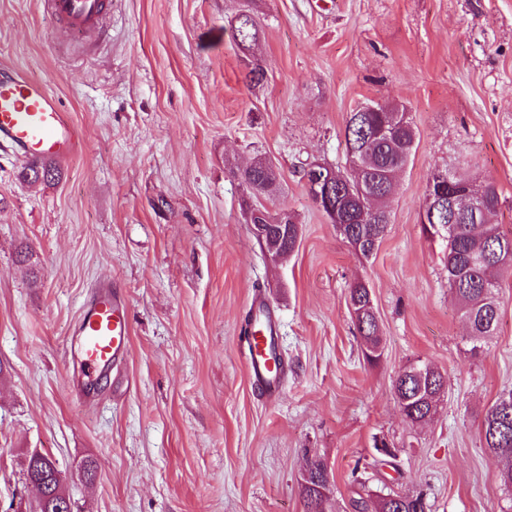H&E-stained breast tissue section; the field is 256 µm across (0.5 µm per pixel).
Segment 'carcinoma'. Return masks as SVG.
<instances>
[{
  "mask_svg": "<svg viewBox=\"0 0 512 512\" xmlns=\"http://www.w3.org/2000/svg\"><path fill=\"white\" fill-rule=\"evenodd\" d=\"M242 21H235L233 36L239 45L247 49L259 41L261 28L247 12L240 13ZM357 112H350L346 121L344 137L346 144L362 150V163L358 168L350 165L337 167L343 178V187L336 191V202L340 204L343 223L336 231L346 242L367 258L378 249L388 232V224H370L363 219L365 202H371L374 212L390 218L389 200L392 195L389 173L401 169L408 163L416 138V132L406 113L394 109L390 118L394 121V137L390 141L372 138L375 126L381 120L378 112L363 113V120L354 121ZM275 183L272 166L263 159L254 162L251 171L242 175L241 184L250 197L266 195ZM490 189L488 212L466 213L469 221L449 224L440 231H432L445 242L444 258L448 265V288L454 295L465 321L470 327V338L478 341L490 336L497 328L499 302L496 297L498 277L505 268L497 265L496 256L501 245L512 247V235L499 231L492 217L498 212L501 198L494 184ZM247 210L264 214L261 222L270 225L273 239H288V253L295 251L301 227L293 215L288 221L279 222L280 214H271L263 206L247 205ZM348 304L353 306L354 325L363 342V357L369 363L379 361L382 356V336L370 288L363 282L353 283L348 292ZM401 373L398 394L395 395L400 410L410 422L418 424L431 418L439 395L444 393L439 381L440 373H426L418 379ZM485 447L506 459L499 472L500 482L512 487V392L501 395L487 410L483 422ZM62 470L57 460L46 455L34 458L28 455L22 469L25 483L32 485L38 494L31 512H56L55 502L66 494ZM331 487V472L323 459L307 461L301 482V495L306 512H324L322 504L328 498ZM355 512H424L420 498H410L396 492L386 494L357 493L351 501Z\"/></svg>",
  "mask_w": 512,
  "mask_h": 512,
  "instance_id": "carcinoma-1",
  "label": "carcinoma"
}]
</instances>
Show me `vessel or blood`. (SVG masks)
Segmentation results:
<instances>
[{
    "label": "vessel or blood",
    "instance_id": "vessel-or-blood-1",
    "mask_svg": "<svg viewBox=\"0 0 512 512\" xmlns=\"http://www.w3.org/2000/svg\"><path fill=\"white\" fill-rule=\"evenodd\" d=\"M49 16L66 32H98L110 0H46ZM0 143L39 167L79 154L82 142L66 112L47 87L0 62ZM245 342L247 366L266 396L281 387L284 363L276 347L278 320L266 301L248 308ZM130 326L120 290H101L84 306L77 329V348L85 372L92 373L127 353Z\"/></svg>",
    "mask_w": 512,
    "mask_h": 512
}]
</instances>
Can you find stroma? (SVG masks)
Segmentation results:
<instances>
[{
    "mask_svg": "<svg viewBox=\"0 0 512 512\" xmlns=\"http://www.w3.org/2000/svg\"><path fill=\"white\" fill-rule=\"evenodd\" d=\"M244 9L262 29L247 51L230 28ZM53 32L43 0H0V58L46 82L84 143L38 183L0 146V512L35 499L22 478L35 449L58 461L77 512H305L313 456L333 474L326 512H352L363 487L425 512H512L482 429L512 390V271L495 333L472 345L420 222L431 175L451 168L497 187L494 222L512 234V0H112L100 36ZM371 102L405 107L416 140L365 258L301 168L344 164L346 120ZM257 159L276 172L262 204L303 227L280 261L233 175ZM357 279L383 336L373 364L347 306ZM103 281L125 299L130 346L93 388L74 331ZM256 294L281 324L273 402L246 363ZM423 363L447 389L414 425L393 382Z\"/></svg>",
    "mask_w": 512,
    "mask_h": 512,
    "instance_id": "35a3bbf8",
    "label": "stroma"
}]
</instances>
